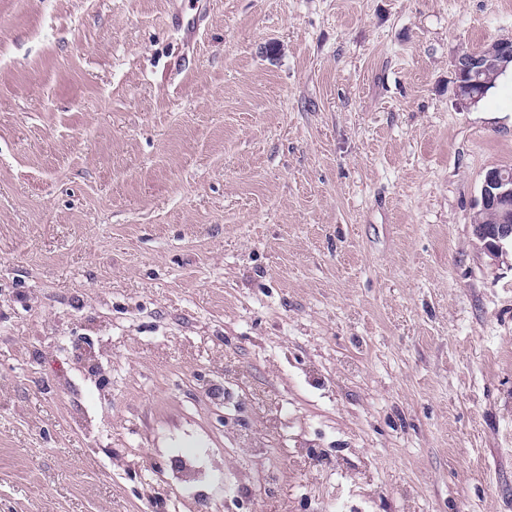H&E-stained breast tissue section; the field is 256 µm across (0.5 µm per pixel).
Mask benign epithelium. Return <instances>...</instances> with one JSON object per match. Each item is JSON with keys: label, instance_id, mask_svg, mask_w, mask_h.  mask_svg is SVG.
Here are the masks:
<instances>
[{"label": "benign epithelium", "instance_id": "7a95c632", "mask_svg": "<svg viewBox=\"0 0 512 512\" xmlns=\"http://www.w3.org/2000/svg\"><path fill=\"white\" fill-rule=\"evenodd\" d=\"M512 66V34L502 36L476 49L464 50L455 55L452 67L454 92L462 104L477 102L473 78L494 76ZM479 207L493 209L498 214L496 224H475L473 235L481 249L496 258L504 247L512 246V171L491 170L486 173L481 189Z\"/></svg>", "mask_w": 512, "mask_h": 512}]
</instances>
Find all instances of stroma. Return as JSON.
Returning <instances> with one entry per match:
<instances>
[{
	"label": "stroma",
	"mask_w": 512,
	"mask_h": 512,
	"mask_svg": "<svg viewBox=\"0 0 512 512\" xmlns=\"http://www.w3.org/2000/svg\"><path fill=\"white\" fill-rule=\"evenodd\" d=\"M512 0H0V512H512ZM512 67V34L502 36L476 49L464 50L455 55L452 67L454 92L462 104L476 103L481 94L476 93L472 78L497 75L482 90V97L494 87L498 78L508 67ZM501 73V74H499ZM481 97V98H482ZM479 207L494 209L498 224H473V235L481 249L493 258L503 253L504 247L512 249V176L508 169L488 171L480 189Z\"/></svg>",
	"instance_id": "35a3bbf8"
}]
</instances>
